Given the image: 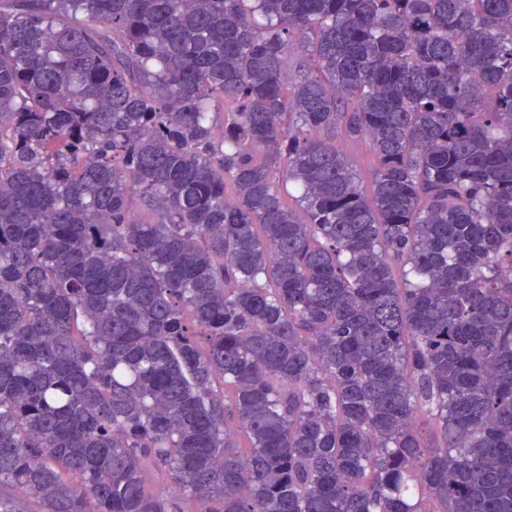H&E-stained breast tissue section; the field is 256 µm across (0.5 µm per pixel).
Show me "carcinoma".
<instances>
[{"label":"carcinoma","mask_w":512,"mask_h":512,"mask_svg":"<svg viewBox=\"0 0 512 512\" xmlns=\"http://www.w3.org/2000/svg\"><path fill=\"white\" fill-rule=\"evenodd\" d=\"M19 495L512 512V0H0ZM339 147L350 158L357 160V172L360 175V184L364 192L369 193L371 189V172L373 167V156L370 146L366 142L358 144H339Z\"/></svg>","instance_id":"1"}]
</instances>
